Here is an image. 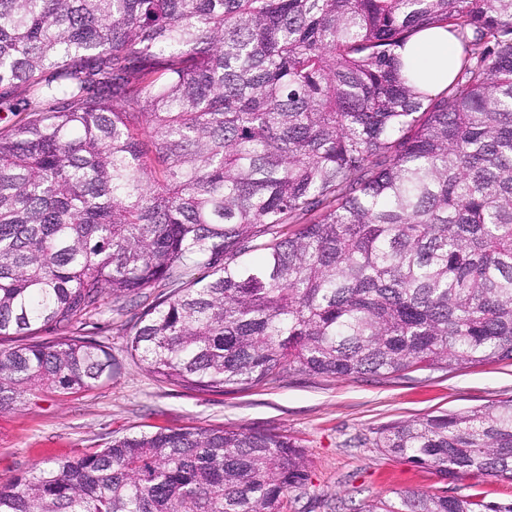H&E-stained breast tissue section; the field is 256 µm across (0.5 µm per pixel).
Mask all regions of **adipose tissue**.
<instances>
[{"label": "adipose tissue", "instance_id": "ef3b65f1", "mask_svg": "<svg viewBox=\"0 0 512 512\" xmlns=\"http://www.w3.org/2000/svg\"><path fill=\"white\" fill-rule=\"evenodd\" d=\"M460 56L459 40L442 28L418 33L402 52L405 67L417 84L433 94L443 90L453 80Z\"/></svg>", "mask_w": 512, "mask_h": 512}]
</instances>
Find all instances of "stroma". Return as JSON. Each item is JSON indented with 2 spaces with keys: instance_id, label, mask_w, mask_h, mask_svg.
Wrapping results in <instances>:
<instances>
[{
  "instance_id": "stroma-1",
  "label": "stroma",
  "mask_w": 512,
  "mask_h": 512,
  "mask_svg": "<svg viewBox=\"0 0 512 512\" xmlns=\"http://www.w3.org/2000/svg\"><path fill=\"white\" fill-rule=\"evenodd\" d=\"M150 288L120 307L105 303L78 334L104 341L116 367L111 379L77 394L39 391L0 414V485L60 458L89 452L113 437L162 428H245L287 435L304 448L303 489L288 512H358L403 491L512 502V481L434 469L377 448L393 423L482 409L512 400V362L400 375L327 377L290 373L224 392H198L157 378L126 352Z\"/></svg>"
}]
</instances>
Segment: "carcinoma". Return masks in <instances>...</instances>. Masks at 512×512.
I'll use <instances>...</instances> for the list:
<instances>
[{
    "mask_svg": "<svg viewBox=\"0 0 512 512\" xmlns=\"http://www.w3.org/2000/svg\"><path fill=\"white\" fill-rule=\"evenodd\" d=\"M430 27L464 52L436 94L399 54ZM0 112V339H25L0 413L111 378L72 328L161 286L127 349L198 391L512 360V0H0ZM376 446L512 480V400ZM305 480L285 435L160 429L14 478L0 512H288Z\"/></svg>",
    "mask_w": 512,
    "mask_h": 512,
    "instance_id": "carcinoma-1",
    "label": "carcinoma"
}]
</instances>
